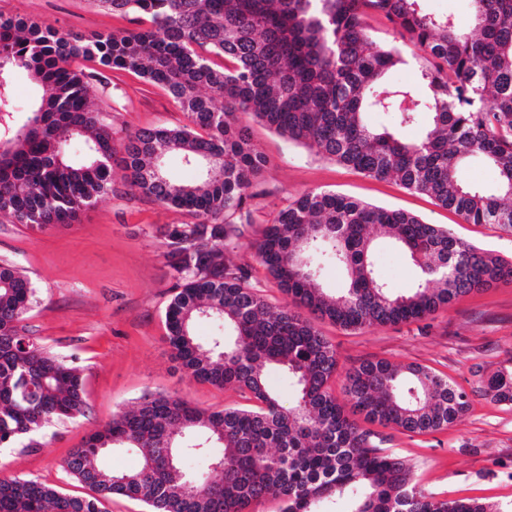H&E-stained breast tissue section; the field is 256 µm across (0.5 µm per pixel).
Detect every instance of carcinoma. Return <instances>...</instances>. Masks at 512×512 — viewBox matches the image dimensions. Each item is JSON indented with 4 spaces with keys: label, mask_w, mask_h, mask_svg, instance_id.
Instances as JSON below:
<instances>
[{
    "label": "carcinoma",
    "mask_w": 512,
    "mask_h": 512,
    "mask_svg": "<svg viewBox=\"0 0 512 512\" xmlns=\"http://www.w3.org/2000/svg\"><path fill=\"white\" fill-rule=\"evenodd\" d=\"M93 2L133 27L87 37L0 14V213L37 229L68 224L112 189L116 162L129 186L191 213L194 223L164 231L176 290L167 338L188 378L254 404L207 411L177 392H147L66 458V470L94 496L0 478V512H103L101 501L114 495L147 512H248L268 495L280 498V512H337L344 501L349 512H502L425 493L407 460L349 417L332 385L343 376L353 412L366 422L418 435L456 423L470 407L467 393L416 364L364 360L341 373L336 346L312 318L347 331L421 321L512 280V261L404 210L319 190L281 209L253 244L284 305L272 307L251 286L250 266L229 254L239 225L252 221L254 187L268 164L239 114L323 159L394 179L468 224L512 233V0H469V30L424 10L422 0ZM372 11L402 43L374 38ZM79 58L162 87L188 123L137 129L115 143L90 100L93 73L71 67ZM411 64L422 93L392 78ZM16 69L37 85L22 124L11 98ZM368 112L394 122L371 126ZM172 154L196 172L194 181L165 174ZM472 161L493 168L497 180L464 182L461 170ZM377 232L419 271L405 293L379 274ZM328 266L346 274L333 293L320 284ZM33 298L24 273L1 262L0 448L88 411L74 361L51 353L23 324ZM204 320L222 324L224 335L201 341L194 327ZM271 367L292 380L287 406L267 384ZM483 393L512 405V371L489 376ZM116 449L136 452L138 466L101 467L100 455ZM189 457L207 458L214 476L189 471Z\"/></svg>",
    "instance_id": "carcinoma-1"
}]
</instances>
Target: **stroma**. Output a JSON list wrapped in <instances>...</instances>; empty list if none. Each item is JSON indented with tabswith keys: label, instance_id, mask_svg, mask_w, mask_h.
<instances>
[{
	"label": "stroma",
	"instance_id": "obj_1",
	"mask_svg": "<svg viewBox=\"0 0 512 512\" xmlns=\"http://www.w3.org/2000/svg\"><path fill=\"white\" fill-rule=\"evenodd\" d=\"M0 13L85 35L128 26L91 0H0ZM74 67L95 71L90 97L108 103L103 119L115 131L187 122L163 88L134 73L83 60ZM242 121L268 164L256 186L253 222L242 227L231 257L250 265L251 285L271 304H283L285 297L257 262L252 244L280 209L314 189L452 227L470 243L512 260V234L497 226L463 223L396 181L322 159L250 116ZM193 221L187 211L164 206L121 179L67 224L40 230L0 215V262L16 265L36 290L25 323L47 350L79 367L88 403L86 417L49 426L38 447L0 450V478H35L83 497L86 489L63 467L66 457L91 429L132 407L144 392L177 391L210 411L245 405L240 392L189 380L171 359L164 314L173 282L159 230ZM375 261L393 291L412 288L417 280L416 268L385 236L377 238ZM320 329L335 345L341 366L367 359L420 364L466 390L470 408L456 424L429 435L384 428L385 447L407 459L415 481L438 498L512 504V405L480 390L482 377L512 370V281L494 283L422 321L355 332L324 322Z\"/></svg>",
	"mask_w": 512,
	"mask_h": 512
}]
</instances>
